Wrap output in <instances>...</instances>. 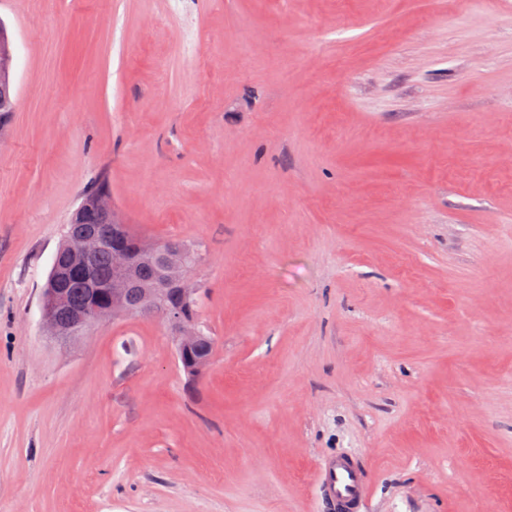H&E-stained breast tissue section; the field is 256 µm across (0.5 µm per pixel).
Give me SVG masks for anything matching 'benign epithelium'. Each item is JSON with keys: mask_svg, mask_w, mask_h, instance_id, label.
I'll return each instance as SVG.
<instances>
[{"mask_svg": "<svg viewBox=\"0 0 512 512\" xmlns=\"http://www.w3.org/2000/svg\"><path fill=\"white\" fill-rule=\"evenodd\" d=\"M16 99L15 46L12 40L3 37L0 39V110L15 111ZM121 227L123 221L109 194L97 197L92 204L84 201L77 208L50 268L48 288L56 302L42 301V324L47 333L57 338L81 336L88 327L106 319L135 317L163 321L169 335L182 347L195 343L202 331L185 325L179 308L168 305L167 299L168 285L173 281L181 284L183 302L195 299L186 287V278L199 265L198 258L180 246L167 243L145 248L141 264L130 265L121 259L116 243ZM106 253L112 254L117 272L109 306L98 311L68 305L66 289L93 290L97 264ZM56 308L66 310L65 320L57 319Z\"/></svg>", "mask_w": 512, "mask_h": 512, "instance_id": "1", "label": "benign epithelium"}]
</instances>
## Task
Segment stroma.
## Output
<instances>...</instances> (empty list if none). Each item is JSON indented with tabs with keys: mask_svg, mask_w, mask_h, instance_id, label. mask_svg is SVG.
I'll return each instance as SVG.
<instances>
[{
	"mask_svg": "<svg viewBox=\"0 0 512 512\" xmlns=\"http://www.w3.org/2000/svg\"><path fill=\"white\" fill-rule=\"evenodd\" d=\"M0 512H512V0H0ZM106 177L199 245L189 388L158 320L42 329ZM15 46L8 37L0 40V106L1 112L15 111L17 89L15 78ZM317 473L319 494L330 510L363 512L371 481L357 458L346 453L325 456Z\"/></svg>",
	"mask_w": 512,
	"mask_h": 512,
	"instance_id": "35a3bbf8",
	"label": "stroma"
}]
</instances>
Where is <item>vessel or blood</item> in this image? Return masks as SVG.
<instances>
[{"label": "vessel or blood", "mask_w": 512, "mask_h": 512, "mask_svg": "<svg viewBox=\"0 0 512 512\" xmlns=\"http://www.w3.org/2000/svg\"><path fill=\"white\" fill-rule=\"evenodd\" d=\"M317 473L319 494L330 512H363L371 481L357 458L346 453L323 457Z\"/></svg>", "instance_id": "vessel-or-blood-1"}]
</instances>
